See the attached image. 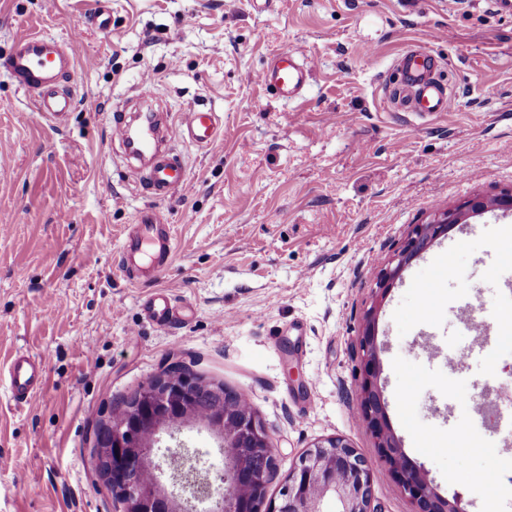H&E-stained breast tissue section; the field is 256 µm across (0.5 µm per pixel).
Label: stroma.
<instances>
[{
  "mask_svg": "<svg viewBox=\"0 0 512 512\" xmlns=\"http://www.w3.org/2000/svg\"><path fill=\"white\" fill-rule=\"evenodd\" d=\"M0 0V59L12 39L82 26L54 126L0 69V369L46 362V391L15 404L0 379V512H114L92 438L113 405L181 364L244 394L277 454L266 494L327 436L368 461L376 512H412L362 413L359 339L380 268L413 225L474 196L512 190V18L490 0ZM289 44L314 64L301 101L256 74ZM432 51L447 112L390 102L407 48ZM172 116L210 106L222 136L180 137L188 184L143 193L112 137V111L144 80ZM153 209L173 228L156 276L120 265L128 225ZM512 212L457 224L413 259L377 315L379 386L392 432L464 512H512ZM178 318L159 327L157 290ZM454 385L464 403L448 409ZM453 438L454 451L421 446ZM144 311L146 318L160 327L168 325L174 317L171 300L164 291L155 292Z\"/></svg>",
  "mask_w": 512,
  "mask_h": 512,
  "instance_id": "stroma-1",
  "label": "stroma"
}]
</instances>
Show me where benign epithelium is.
I'll list each match as a JSON object with an SVG mask.
<instances>
[{
	"label": "benign epithelium",
	"mask_w": 512,
	"mask_h": 512,
	"mask_svg": "<svg viewBox=\"0 0 512 512\" xmlns=\"http://www.w3.org/2000/svg\"><path fill=\"white\" fill-rule=\"evenodd\" d=\"M490 209L512 211V191L493 198L474 197L450 207L425 224L414 225L394 264L380 270L376 288L384 295L412 259L424 252L448 227ZM361 339V406L376 447L413 512H463L460 501L440 495L421 466L409 460L392 433L378 385L380 365L375 346V314L369 311ZM198 379L172 368L138 389L136 403L112 418V439L96 449L101 475L112 493L115 512H194V501H206L203 512H321L322 499L336 496L341 512H371L372 469L346 440L323 438L303 452L288 471L276 498H266L276 454L266 428L250 409L215 412L208 428L218 434L224 463L217 480L208 478L197 450H168L158 457L162 436L199 421L195 405ZM147 470L150 483L139 480Z\"/></svg>",
	"instance_id": "benign-epithelium-1"
}]
</instances>
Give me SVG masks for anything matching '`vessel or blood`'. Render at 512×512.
Wrapping results in <instances>:
<instances>
[{
	"mask_svg": "<svg viewBox=\"0 0 512 512\" xmlns=\"http://www.w3.org/2000/svg\"><path fill=\"white\" fill-rule=\"evenodd\" d=\"M82 29H74L70 37L54 38L40 33L17 36L9 54L0 60L15 86L27 94L38 95L40 110L49 119L60 121L71 109L72 96L64 84L76 66ZM400 81L396 95L405 100L416 115H434L447 111L451 96L435 77L437 59L423 49L412 48L398 58ZM313 70L299 51L291 46L276 50L270 63L257 74L258 81L272 89L278 98L293 102L306 88ZM181 138L196 146L216 143L221 135L217 113L194 107L181 113L178 124ZM112 134L121 141L128 159L138 161L136 174L141 185L154 198L165 199L181 192L187 184L186 169L173 151L166 147V136L160 124L137 126L125 109L112 114ZM152 247V263L163 269L173 253L172 234L153 213L143 212L123 241L121 263L134 270L144 259L145 247ZM145 315L157 326L168 325L173 317L171 300L166 292H155L145 305ZM44 360L17 353L9 362L6 375L15 403L34 404L45 391Z\"/></svg>",
	"mask_w": 512,
	"mask_h": 512,
	"instance_id": "1",
	"label": "vessel or blood"
}]
</instances>
